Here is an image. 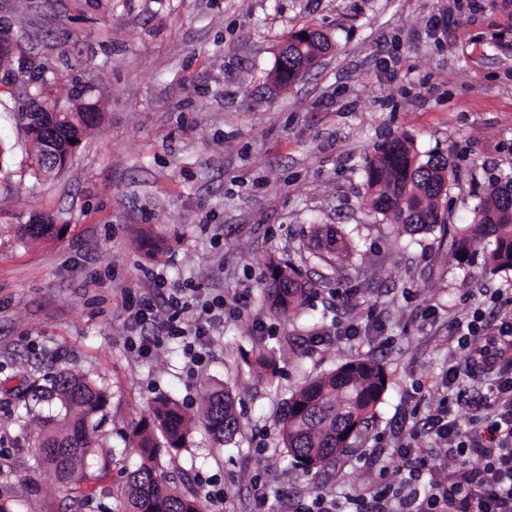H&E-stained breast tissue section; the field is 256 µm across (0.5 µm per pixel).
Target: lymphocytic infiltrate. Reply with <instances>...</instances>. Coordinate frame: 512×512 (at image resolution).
<instances>
[{
	"instance_id": "obj_1",
	"label": "lymphocytic infiltrate",
	"mask_w": 512,
	"mask_h": 512,
	"mask_svg": "<svg viewBox=\"0 0 512 512\" xmlns=\"http://www.w3.org/2000/svg\"><path fill=\"white\" fill-rule=\"evenodd\" d=\"M456 329L459 346L469 352L468 370L491 375L469 400V429L461 430L451 406L442 405L430 432L452 439V446L400 448L397 483L363 488L343 503L317 495L298 512H341L345 504L355 512H512V377L492 375L501 354L512 350V319H501L496 328L460 320ZM486 437L491 440L487 448L482 445ZM474 455L482 461L476 470L468 466Z\"/></svg>"
}]
</instances>
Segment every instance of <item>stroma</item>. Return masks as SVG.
Segmentation results:
<instances>
[{"label":"stroma","mask_w":512,"mask_h":512,"mask_svg":"<svg viewBox=\"0 0 512 512\" xmlns=\"http://www.w3.org/2000/svg\"><path fill=\"white\" fill-rule=\"evenodd\" d=\"M308 25L333 50L275 86L279 46ZM0 29L18 41L0 69V498L61 512L53 473L29 465L36 427L19 396L67 368L108 392L92 433L121 456L107 483L137 463L128 437L158 394L193 412L209 382L237 392L239 434L220 447L197 427L161 469L200 496L218 481L224 501L203 512H255L260 495L293 512L392 480L397 448L464 363L455 320L512 311V270L485 271L479 254L459 263L453 248L484 187L512 174V0H0ZM24 83L96 114L59 174H31L15 119ZM402 135L420 156L448 157L447 232H412L362 204L366 157ZM35 215L61 235L22 243ZM311 224L335 225L356 250L309 305L275 313L269 261L326 270L304 256ZM192 295L224 301L197 366L177 333L202 317L183 305ZM147 298L157 310L142 323ZM264 348L281 355L271 379L245 364ZM355 357L384 365L387 391L335 478L312 477L279 448L277 418L306 380Z\"/></svg>","instance_id":"obj_1"}]
</instances>
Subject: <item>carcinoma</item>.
Instances as JSON below:
<instances>
[{
    "mask_svg": "<svg viewBox=\"0 0 512 512\" xmlns=\"http://www.w3.org/2000/svg\"><path fill=\"white\" fill-rule=\"evenodd\" d=\"M331 49L322 33L302 49L280 53L273 70L276 85H292L301 64H311ZM94 121L90 112H79L73 121L57 123L56 138L82 136ZM452 170L448 159L430 155L422 160L406 137L378 144L365 160L364 203L372 211L405 228L431 230L444 223L439 195L448 187ZM21 239L31 243L59 235L57 225L22 224ZM309 254L327 264L346 259L352 246L335 227L312 224L306 234ZM483 252L484 263L496 271L512 269V179L493 180L484 188L470 223L457 232L455 258L469 260ZM266 296L276 312L307 305L315 283L304 278L289 261L268 265ZM248 365L260 376L277 372L274 354L258 352ZM384 366L371 359L355 358L313 379L294 391L278 422L279 444L295 465L315 475L335 468L336 459L351 448L387 390ZM57 409L36 417L38 446L32 455L35 468L52 471L66 490L71 512H90L99 507L89 483L104 479L115 454L94 441L88 425L104 410L106 391L85 375L60 371L50 388L43 390ZM203 425L215 443L227 445L240 430L236 400L225 384H214L194 413L175 400L157 396L149 416L131 430L132 447L139 449L140 464L125 471L122 483L112 487L117 512H201L198 497L188 482L162 481L157 473L162 452H178L187 446L197 425Z\"/></svg>",
    "mask_w": 512,
    "mask_h": 512,
    "instance_id": "obj_1",
    "label": "carcinoma"
}]
</instances>
